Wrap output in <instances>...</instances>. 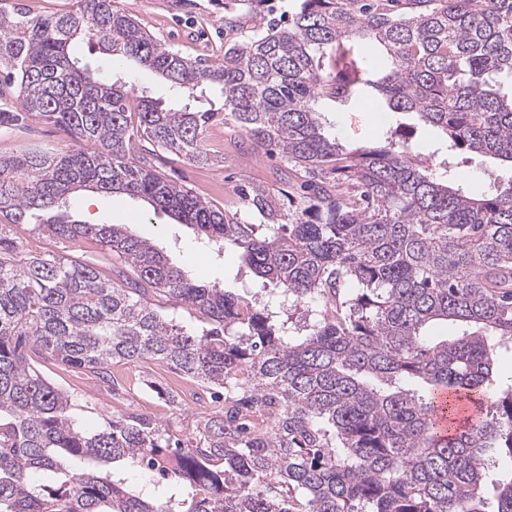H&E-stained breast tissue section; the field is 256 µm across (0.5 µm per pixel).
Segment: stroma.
<instances>
[{"mask_svg":"<svg viewBox=\"0 0 512 512\" xmlns=\"http://www.w3.org/2000/svg\"><path fill=\"white\" fill-rule=\"evenodd\" d=\"M115 4L135 15L145 30L189 58L264 31L270 21L287 22L297 7L296 0H266L264 6L256 9L248 0H115ZM374 105L371 99L347 105L327 101L320 103L319 109L326 120L327 131L351 147L374 144L387 128L400 123L413 126L414 141L421 154H431L435 143L442 141L439 130L418 125L414 116L388 112L384 117H376ZM208 133L213 164H192L162 152L153 160L157 172L218 206L224 204L233 186L242 179L276 183L279 178L277 158L254 159L236 153L229 145L230 132L224 126H211ZM33 144L61 153L71 147L72 139L62 127L40 119L31 120L23 128L0 129V153H14ZM448 160L452 176L459 178L465 190L473 195L492 193L499 184L512 178L511 170L490 157L453 152ZM67 211L73 219L88 224L127 225L131 234L151 242L170 262L183 267L194 281L246 298L254 293L253 275L238 251L220 252L215 246L205 245L190 226L176 223L163 212L153 211L144 201L80 191L71 197ZM51 249L95 262L108 278L113 277L119 265L115 256L91 240L81 243L55 240ZM34 366L71 395L75 418L90 428L101 426L111 415L137 412L176 429L199 412L197 406L176 408L146 392L145 385L152 380L179 391L189 388L188 383L150 362L137 366L112 363L108 372L120 383L116 389L80 369L52 360L38 359Z\"/></svg>","mask_w":512,"mask_h":512,"instance_id":"1","label":"stroma"}]
</instances>
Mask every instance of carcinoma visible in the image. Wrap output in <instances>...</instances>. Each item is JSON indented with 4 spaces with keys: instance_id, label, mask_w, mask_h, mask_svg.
<instances>
[{
    "instance_id": "cac0c4a2",
    "label": "carcinoma",
    "mask_w": 512,
    "mask_h": 512,
    "mask_svg": "<svg viewBox=\"0 0 512 512\" xmlns=\"http://www.w3.org/2000/svg\"><path fill=\"white\" fill-rule=\"evenodd\" d=\"M288 26L209 61L162 44L112 0L32 16L0 0V126L38 117L74 147L0 154V512H512V384L497 351L512 344V178L471 195L437 182L401 126L347 150L315 103L377 100L441 130L448 147L512 168V0H299ZM81 39L109 61L157 73L175 97L220 89L219 109L175 110L100 77L69 52ZM232 126L238 151L276 154L275 187L236 189L249 223L163 177L167 151L207 165L204 132ZM93 189L147 201L219 248H236L277 285L259 304L198 284L121 224L63 210ZM92 238L130 267L32 253L11 226ZM187 306L183 325L158 301ZM301 317L293 318L297 310ZM436 320L457 331L435 342ZM33 354L103 381L112 362L154 361L224 401L185 438L138 413L88 431ZM460 404L473 422L441 434ZM161 487L132 488L129 466Z\"/></svg>"
}]
</instances>
